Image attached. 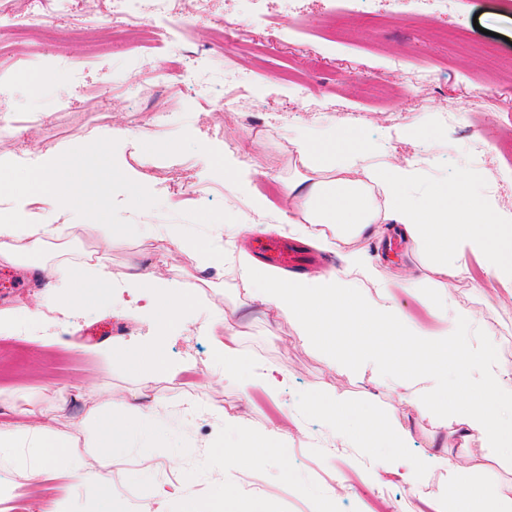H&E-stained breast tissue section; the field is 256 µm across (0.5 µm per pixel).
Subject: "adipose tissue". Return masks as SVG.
Here are the masks:
<instances>
[{
    "mask_svg": "<svg viewBox=\"0 0 512 512\" xmlns=\"http://www.w3.org/2000/svg\"><path fill=\"white\" fill-rule=\"evenodd\" d=\"M351 133L332 130L323 140L304 136L293 142L291 162L297 179L283 185L281 219L290 231L321 249L340 251V271L316 270L290 275L254 263L242 246L249 225L235 227L240 290L260 308L294 327L297 342L322 352L337 372L373 370L396 379L401 400L421 415L455 423L464 440L477 443L483 457L512 452V365L495 356L490 343H473L469 330L475 313L449 310L448 298L467 272V256L481 260L486 271L508 285L512 303V211L480 190L473 177L457 180L453 192L431 189L425 197L408 194L415 179L411 166L393 161L380 167L360 164L341 150ZM80 165L77 154L57 161L40 155L33 160V187L21 200L0 209V265L30 260L47 287L40 306L60 317L79 307H117L127 316L148 321L151 339L119 350L134 371L146 364H163L172 334L198 326L212 338L213 351L224 375L247 388H262L278 396L289 374L287 366L243 365L241 331L234 312L212 305L196 310L192 296L169 282L161 269L129 267L116 274L108 261L111 236L97 240L90 278L74 276L71 266L50 259L55 242L78 230L71 215L94 201L103 188L125 181L118 169L106 176L72 180ZM399 225L421 256L418 270L395 276L398 287L423 292L441 325L431 332L416 324L395 305L379 269L369 263L362 246L373 225ZM456 381H449V371ZM311 412L327 419L341 444L376 454L372 482L393 475L416 485L440 475L443 491L433 496L436 512H512V482L484 485L470 466V455L459 462L433 450L414 451L410 432L398 421L383 422L365 414L358 428H350L351 407L336 395L316 397ZM224 424L237 432L239 443L226 449L228 463H248L257 448H278L300 431L299 420L284 415L255 434L235 415ZM138 432L125 405L112 407L111 416L97 419L93 458L71 457L49 424L28 425L19 434L0 431V454L14 456L33 471L46 463L79 474H91L95 463L110 459Z\"/></svg>",
    "mask_w": 512,
    "mask_h": 512,
    "instance_id": "ef3b65f1",
    "label": "adipose tissue"
}]
</instances>
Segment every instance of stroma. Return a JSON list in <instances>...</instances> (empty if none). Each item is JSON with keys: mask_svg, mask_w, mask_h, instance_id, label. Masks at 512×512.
<instances>
[{"mask_svg": "<svg viewBox=\"0 0 512 512\" xmlns=\"http://www.w3.org/2000/svg\"><path fill=\"white\" fill-rule=\"evenodd\" d=\"M104 10L105 0H75L72 11L57 19L68 36L33 57V66L46 71L36 89L13 62L10 29L0 27V111L11 117L0 125V173L11 182L10 195L26 191L29 171L15 160L35 141L60 155L80 153L89 173L112 167L134 176L161 173L162 182L144 185L139 196L127 194L121 183L108 189L85 211L84 230L61 246L63 259L82 266V243H96L113 225H129L112 242L114 271L132 263L165 266L167 277L199 307L216 302L235 309L246 357L287 364L290 376L273 400L215 374L211 339L198 328L170 337L165 366L134 372L111 350L151 336L148 323L95 307L50 324L31 316L21 328L0 329V430L43 416L59 437H75L77 455L88 450L91 432L84 424L91 414L111 413L121 402L152 407L151 422L81 481L79 512H97L105 484L112 487L116 512H134L135 503L152 501L160 486L171 492L163 512L191 506L198 512H366L384 499L390 512H428L424 497L438 491V479L412 487L389 476L369 488L361 476L370 457L336 442L331 425L309 413L307 404L335 389L370 412L395 414L418 449L441 443L446 426L400 401L394 379L336 375L321 352L295 344L288 321L263 315L237 288L230 227L246 222L253 237H270L271 225L280 221L282 184L294 175L288 155L293 139L319 138L334 128L366 143L365 163L380 165L394 154L409 163L417 174L414 195L468 174L500 204L512 205V152L503 146L512 132V0H459L452 14L430 7L407 16L398 14L393 0L362 7L350 0H209L206 13L171 30L170 40L197 52L203 71L230 70L245 80L231 88L186 84L173 94L150 77L174 59L167 42L146 47L154 18L142 15L116 46L110 26L100 22ZM415 71L426 74L423 87H411ZM230 90L242 111L223 112ZM159 106L176 114L163 128L149 120L150 109ZM20 125L27 135H17ZM106 133L111 155L86 150L87 136ZM153 140L177 141L181 148L174 154L146 150ZM228 153L263 168L251 194L267 200L265 214L254 213L250 194L225 175ZM147 224L180 225L197 242L221 234L223 264L192 254L168 257L147 237ZM364 244L384 276L419 264L392 225L370 229ZM469 269L471 280L460 282L449 303L475 309V336L512 365V305L491 295L498 282L477 261ZM1 279L8 286L0 288V311L36 304L43 292L23 263L0 267ZM474 280L481 291L472 290ZM185 401L197 402L200 412L186 417ZM229 405L254 431L269 427L274 408L295 415L303 431L273 453L258 449L261 464L225 466L224 450L235 439L224 427ZM145 458L153 462L147 472L139 466ZM343 477L352 494L332 498L331 487ZM0 481L26 484L38 497L57 495L62 485L9 456L0 458Z\"/></svg>", "mask_w": 512, "mask_h": 512, "instance_id": "1", "label": "stroma"}]
</instances>
